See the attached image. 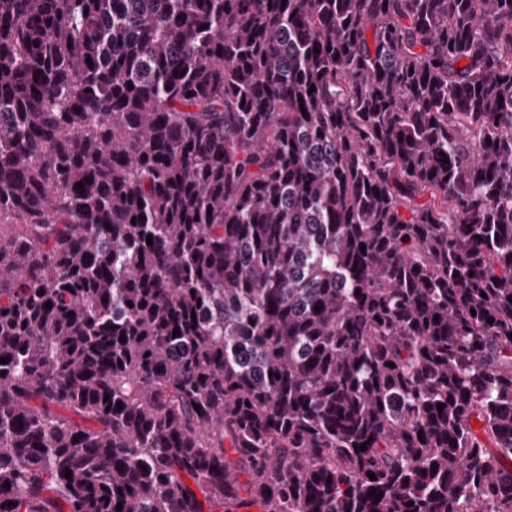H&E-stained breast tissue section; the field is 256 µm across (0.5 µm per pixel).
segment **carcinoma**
I'll list each match as a JSON object with an SVG mask.
<instances>
[{
	"label": "carcinoma",
	"mask_w": 512,
	"mask_h": 512,
	"mask_svg": "<svg viewBox=\"0 0 512 512\" xmlns=\"http://www.w3.org/2000/svg\"><path fill=\"white\" fill-rule=\"evenodd\" d=\"M510 333L512 0H0V512H512Z\"/></svg>",
	"instance_id": "1"
}]
</instances>
